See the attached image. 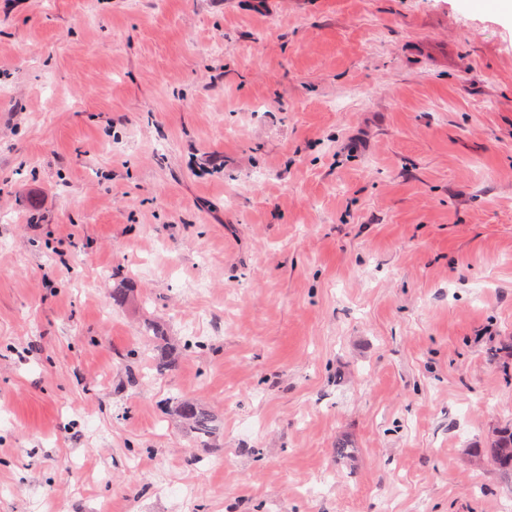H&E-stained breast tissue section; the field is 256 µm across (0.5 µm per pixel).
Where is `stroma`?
<instances>
[{"label":"stroma","instance_id":"35a3bbf8","mask_svg":"<svg viewBox=\"0 0 512 512\" xmlns=\"http://www.w3.org/2000/svg\"><path fill=\"white\" fill-rule=\"evenodd\" d=\"M510 339L504 0H0V512H503ZM179 410L182 418L199 437H212L217 430V419L206 408L193 401H181ZM485 452L497 470L512 478V426L496 431Z\"/></svg>","mask_w":512,"mask_h":512}]
</instances>
